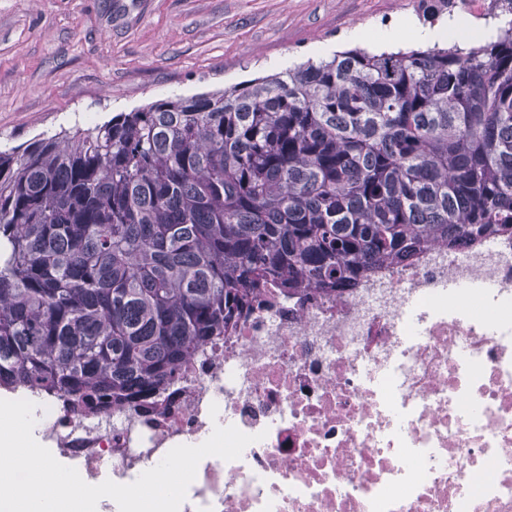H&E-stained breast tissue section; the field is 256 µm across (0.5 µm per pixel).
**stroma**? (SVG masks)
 I'll list each match as a JSON object with an SVG mask.
<instances>
[{
  "label": "stroma",
  "mask_w": 512,
  "mask_h": 512,
  "mask_svg": "<svg viewBox=\"0 0 512 512\" xmlns=\"http://www.w3.org/2000/svg\"><path fill=\"white\" fill-rule=\"evenodd\" d=\"M423 0H0V149L355 48Z\"/></svg>",
  "instance_id": "obj_1"
}]
</instances>
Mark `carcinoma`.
<instances>
[{
	"instance_id": "1",
	"label": "carcinoma",
	"mask_w": 512,
	"mask_h": 512,
	"mask_svg": "<svg viewBox=\"0 0 512 512\" xmlns=\"http://www.w3.org/2000/svg\"><path fill=\"white\" fill-rule=\"evenodd\" d=\"M497 38L307 60L0 151V386L156 398L272 283L333 292L512 235V0Z\"/></svg>"
}]
</instances>
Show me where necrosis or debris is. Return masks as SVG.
<instances>
[{"label": "necrosis or debris", "instance_id": "obj_1", "mask_svg": "<svg viewBox=\"0 0 512 512\" xmlns=\"http://www.w3.org/2000/svg\"><path fill=\"white\" fill-rule=\"evenodd\" d=\"M250 312L157 412L35 397L36 440L89 484L134 482L215 426L180 512H512V236L430 249L340 294Z\"/></svg>", "mask_w": 512, "mask_h": 512}]
</instances>
